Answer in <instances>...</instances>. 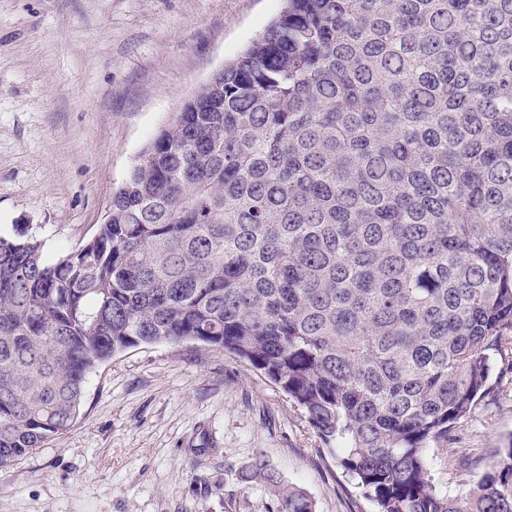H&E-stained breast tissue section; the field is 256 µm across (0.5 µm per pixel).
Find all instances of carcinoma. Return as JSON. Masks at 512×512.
<instances>
[{"label": "carcinoma", "mask_w": 512, "mask_h": 512, "mask_svg": "<svg viewBox=\"0 0 512 512\" xmlns=\"http://www.w3.org/2000/svg\"><path fill=\"white\" fill-rule=\"evenodd\" d=\"M154 342L263 373L375 512H512L511 440L454 493L429 454L512 357V0H285L87 243L0 236V466Z\"/></svg>", "instance_id": "1"}]
</instances>
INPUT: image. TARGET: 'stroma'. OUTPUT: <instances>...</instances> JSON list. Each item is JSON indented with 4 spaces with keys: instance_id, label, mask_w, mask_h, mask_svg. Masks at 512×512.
Wrapping results in <instances>:
<instances>
[{
    "instance_id": "1",
    "label": "stroma",
    "mask_w": 512,
    "mask_h": 512,
    "mask_svg": "<svg viewBox=\"0 0 512 512\" xmlns=\"http://www.w3.org/2000/svg\"><path fill=\"white\" fill-rule=\"evenodd\" d=\"M284 0H0V236L57 256L91 238L156 133ZM512 439L488 395L437 460L478 480ZM265 460L316 512H371L302 411L249 364L193 343L131 348L87 379L69 430L0 466V512H273Z\"/></svg>"
}]
</instances>
